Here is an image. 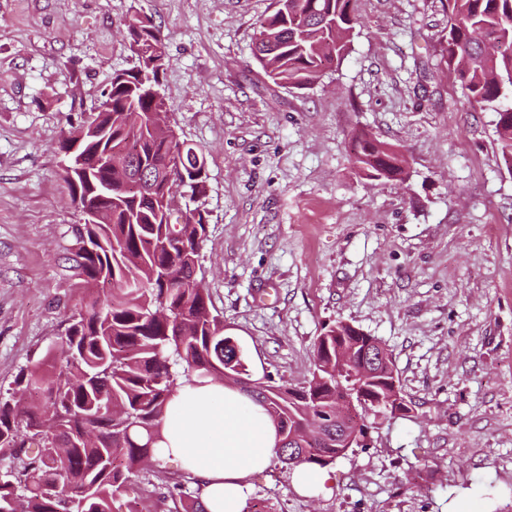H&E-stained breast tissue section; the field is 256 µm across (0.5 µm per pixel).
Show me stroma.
I'll return each instance as SVG.
<instances>
[{
    "label": "stroma",
    "mask_w": 512,
    "mask_h": 512,
    "mask_svg": "<svg viewBox=\"0 0 512 512\" xmlns=\"http://www.w3.org/2000/svg\"><path fill=\"white\" fill-rule=\"evenodd\" d=\"M276 0H0V389L40 361L80 305L68 257L82 216L60 143L131 68V19L160 28V92L179 139L204 148L198 276L256 375L310 379L343 320L392 356L405 418L301 493L271 461L245 512H448L494 482L512 512V166L496 115L441 57L440 0H356L348 55L303 89L270 82L254 39ZM397 149L408 180L359 175L352 140ZM196 478L153 458L112 512H176Z\"/></svg>",
    "instance_id": "35a3bbf8"
}]
</instances>
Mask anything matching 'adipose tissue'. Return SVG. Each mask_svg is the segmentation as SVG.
<instances>
[{
  "instance_id": "1",
  "label": "adipose tissue",
  "mask_w": 512,
  "mask_h": 512,
  "mask_svg": "<svg viewBox=\"0 0 512 512\" xmlns=\"http://www.w3.org/2000/svg\"><path fill=\"white\" fill-rule=\"evenodd\" d=\"M162 435L160 457L199 479L206 512H241L250 476L270 464L277 443L263 408L221 383L179 390Z\"/></svg>"
}]
</instances>
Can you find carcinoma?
Returning a JSON list of instances; mask_svg holds the SVG:
<instances>
[{"label":"carcinoma","instance_id":"1","mask_svg":"<svg viewBox=\"0 0 512 512\" xmlns=\"http://www.w3.org/2000/svg\"><path fill=\"white\" fill-rule=\"evenodd\" d=\"M355 0H288L264 19L255 37V56L278 86L301 89L320 78L330 62L347 56L358 19ZM444 54L467 101L497 114L502 157L512 165V0H446ZM159 30L149 20L127 25L136 65L116 72L104 92L112 111L95 115L106 137L86 132L80 149L90 167L109 153L112 196L101 201V221L78 224V249L72 267L83 288L81 306L65 320L64 332L41 360L20 370L18 391L0 393V450L12 451L14 466L0 469V512H60L62 498L45 485L81 490L76 512H112V501L131 483L144 460L155 456L169 401L184 385L216 380L245 392L253 380L247 352L225 344L224 320L210 309L208 291L193 287L207 225L199 208L162 210L172 187L153 198L124 190L127 146L139 148L151 165L172 147L151 130L146 113L162 108L158 97L163 57ZM381 144L368 143L353 156L360 175L380 177L385 165ZM181 164L191 195L203 193L205 152L187 146ZM180 335H175V332ZM365 333L348 337L353 349L345 372L334 375L314 367L319 407L331 408L336 383H357L369 393L382 391L384 376L361 374ZM250 399L274 423L282 447L291 431L316 408L288 397V383L263 376ZM35 443L38 451L27 454ZM325 462L307 459L309 468L336 462L334 442L313 444Z\"/></svg>","mask_w":512,"mask_h":512}]
</instances>
